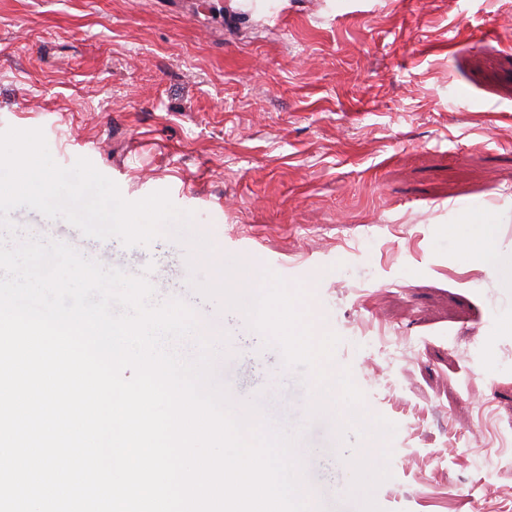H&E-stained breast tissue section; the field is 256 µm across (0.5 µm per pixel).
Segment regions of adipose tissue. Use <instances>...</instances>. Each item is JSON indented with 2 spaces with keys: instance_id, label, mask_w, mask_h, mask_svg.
<instances>
[{
  "instance_id": "obj_1",
  "label": "adipose tissue",
  "mask_w": 512,
  "mask_h": 512,
  "mask_svg": "<svg viewBox=\"0 0 512 512\" xmlns=\"http://www.w3.org/2000/svg\"><path fill=\"white\" fill-rule=\"evenodd\" d=\"M448 236L457 243L460 255L471 261L512 267V255L500 250L497 225L491 218L465 214L461 223L449 226Z\"/></svg>"
}]
</instances>
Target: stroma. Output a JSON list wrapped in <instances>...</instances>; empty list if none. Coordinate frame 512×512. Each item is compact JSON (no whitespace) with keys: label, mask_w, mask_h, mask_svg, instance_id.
<instances>
[{"label":"stroma","mask_w":512,"mask_h":512,"mask_svg":"<svg viewBox=\"0 0 512 512\" xmlns=\"http://www.w3.org/2000/svg\"><path fill=\"white\" fill-rule=\"evenodd\" d=\"M42 129L136 201L168 190L184 240L125 247L11 212L131 275L160 272L220 324L224 384L296 388L241 311L201 296L215 259L301 286L340 342L363 412L395 424L356 476L354 433L308 421V498L324 512H485L512 498V273L457 259L448 227L499 220L512 251V0H0V130ZM485 390L484 404L473 393Z\"/></svg>","instance_id":"35a3bbf8"}]
</instances>
